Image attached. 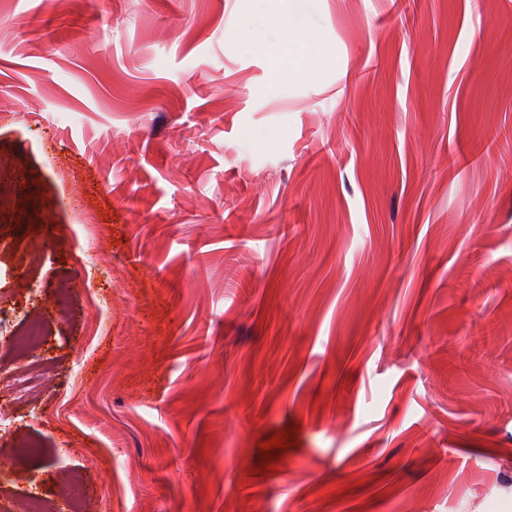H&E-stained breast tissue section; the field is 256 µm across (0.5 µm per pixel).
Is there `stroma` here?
Wrapping results in <instances>:
<instances>
[{
  "instance_id": "1",
  "label": "stroma",
  "mask_w": 512,
  "mask_h": 512,
  "mask_svg": "<svg viewBox=\"0 0 512 512\" xmlns=\"http://www.w3.org/2000/svg\"><path fill=\"white\" fill-rule=\"evenodd\" d=\"M2 112L0 502L512 512V0H0ZM49 373L48 371H42L25 376L14 375L12 378L13 388L16 393L21 394L17 399L23 397L22 393L25 394L36 388L48 385L52 381L51 376L48 375Z\"/></svg>"
}]
</instances>
